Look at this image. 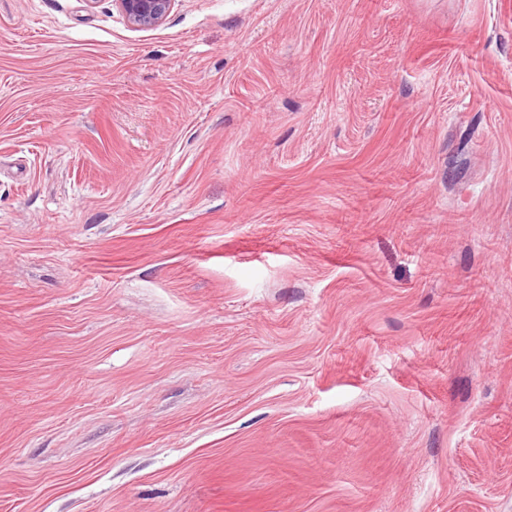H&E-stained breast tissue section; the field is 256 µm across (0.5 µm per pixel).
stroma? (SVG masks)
<instances>
[{
	"label": "stroma",
	"mask_w": 512,
	"mask_h": 512,
	"mask_svg": "<svg viewBox=\"0 0 512 512\" xmlns=\"http://www.w3.org/2000/svg\"><path fill=\"white\" fill-rule=\"evenodd\" d=\"M0 512H512V0H0ZM128 24L134 28L160 25L169 15L175 0H114Z\"/></svg>",
	"instance_id": "35a3bbf8"
}]
</instances>
